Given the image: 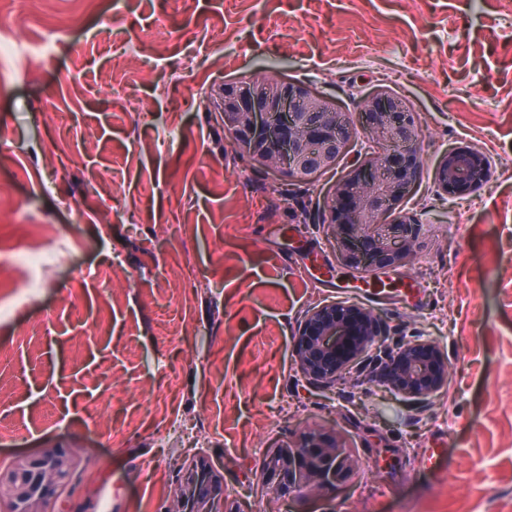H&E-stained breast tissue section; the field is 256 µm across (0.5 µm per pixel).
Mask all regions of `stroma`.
I'll return each instance as SVG.
<instances>
[{
  "mask_svg": "<svg viewBox=\"0 0 512 512\" xmlns=\"http://www.w3.org/2000/svg\"><path fill=\"white\" fill-rule=\"evenodd\" d=\"M48 37L24 0H0L19 47L0 88L11 161L0 242L72 254L47 288L0 318V468L45 446L82 460L61 512H161L196 457L224 473L241 512H512V0H53ZM151 30L133 42L132 30ZM301 81L358 122L365 97L405 99L423 134L408 193L416 258L382 272L403 294L374 308L380 347L430 340L448 384L418 400L373 368L331 384L292 356L306 311L361 301L325 197L365 151L293 181L238 155L210 89ZM67 112V132L44 103ZM492 174L456 200L435 167L459 140ZM54 173L50 192L40 179ZM336 431L356 476L279 498L267 450ZM445 467L427 470L426 449Z\"/></svg>",
  "mask_w": 512,
  "mask_h": 512,
  "instance_id": "35a3bbf8",
  "label": "stroma"
}]
</instances>
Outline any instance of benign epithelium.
I'll use <instances>...</instances> for the list:
<instances>
[{
    "label": "benign epithelium",
    "mask_w": 512,
    "mask_h": 512,
    "mask_svg": "<svg viewBox=\"0 0 512 512\" xmlns=\"http://www.w3.org/2000/svg\"><path fill=\"white\" fill-rule=\"evenodd\" d=\"M210 105L222 113L224 131L235 151L288 177L310 183L336 168L356 135V126L336 103L300 83L262 80L224 83L210 92ZM361 129L376 145L337 182L326 200L328 223L344 240L341 262L352 272L404 267L415 257L417 221L399 209L421 174L418 145L422 126L408 103L385 90L361 107ZM491 175L489 160L460 142L436 169L441 195L454 199L476 190ZM379 318L365 305L331 302L310 308L300 323L295 358L304 376L330 384L375 348ZM391 389L423 399L448 381V359L432 341L415 340L377 359ZM79 460L74 452L50 447L34 457L16 458L0 470L3 512H47L69 486ZM357 460L337 432L310 429L299 443L266 455L264 480L277 495L323 493L353 479ZM166 512H240L224 490V474L205 460L192 461L177 484Z\"/></svg>",
    "instance_id": "1"
}]
</instances>
